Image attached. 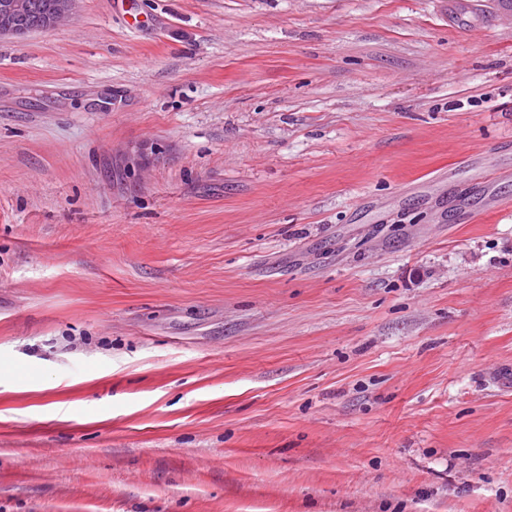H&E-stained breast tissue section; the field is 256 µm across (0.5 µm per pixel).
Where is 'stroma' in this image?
Masks as SVG:
<instances>
[{"instance_id":"stroma-1","label":"stroma","mask_w":512,"mask_h":512,"mask_svg":"<svg viewBox=\"0 0 512 512\" xmlns=\"http://www.w3.org/2000/svg\"><path fill=\"white\" fill-rule=\"evenodd\" d=\"M511 371L507 0L0 37V512H512Z\"/></svg>"}]
</instances>
